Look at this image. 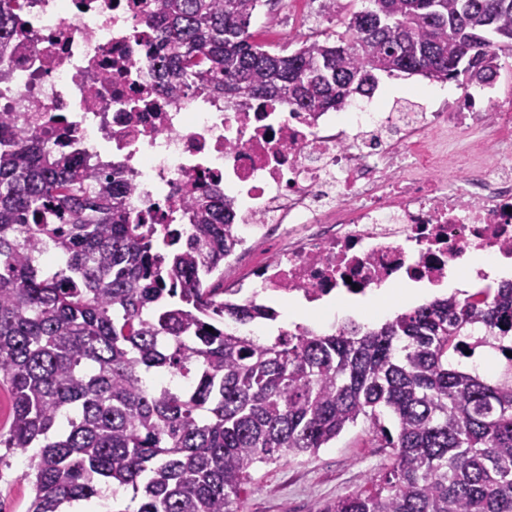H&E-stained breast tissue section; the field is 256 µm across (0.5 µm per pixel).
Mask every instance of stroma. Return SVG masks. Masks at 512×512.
I'll return each instance as SVG.
<instances>
[{"label":"stroma","mask_w":512,"mask_h":512,"mask_svg":"<svg viewBox=\"0 0 512 512\" xmlns=\"http://www.w3.org/2000/svg\"><path fill=\"white\" fill-rule=\"evenodd\" d=\"M362 6V0H337L335 12L328 13L322 0H270L265 12L252 18L249 31L271 49H295L309 36L344 35L346 18ZM501 63L500 74L490 87L433 82L420 75L400 83L385 77L374 99L387 108L394 99H403L402 109L409 112L417 102H450L470 94L481 110L488 96L512 98V55L503 57ZM388 455V449L380 447L363 426L351 427L315 454L258 466L240 512H313L316 505L367 486L382 471ZM28 461V453L17 451L10 455L8 465L0 466V512H28L35 495L31 482L22 478Z\"/></svg>","instance_id":"1"}]
</instances>
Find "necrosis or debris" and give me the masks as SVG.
Wrapping results in <instances>:
<instances>
[{
	"label": "necrosis or debris",
	"instance_id": "necrosis-or-debris-1",
	"mask_svg": "<svg viewBox=\"0 0 512 512\" xmlns=\"http://www.w3.org/2000/svg\"><path fill=\"white\" fill-rule=\"evenodd\" d=\"M148 0H25L0 53V112L54 150L119 167L133 217L183 223L205 184L224 193L237 251L225 286L239 302L367 297L389 281L439 285L480 252L512 264V102L491 111L422 103L346 112L279 102L228 108L158 85ZM480 130L461 180L437 131Z\"/></svg>",
	"mask_w": 512,
	"mask_h": 512
}]
</instances>
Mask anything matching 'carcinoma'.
I'll return each instance as SVG.
<instances>
[{
  "instance_id": "1",
  "label": "carcinoma",
  "mask_w": 512,
  "mask_h": 512,
  "mask_svg": "<svg viewBox=\"0 0 512 512\" xmlns=\"http://www.w3.org/2000/svg\"><path fill=\"white\" fill-rule=\"evenodd\" d=\"M369 2L337 40L275 53L249 32L260 0H154L161 87L340 111L381 74L490 85L512 54V0ZM21 10L0 0L1 48ZM131 193L116 168L50 152L0 113V465L38 449L28 512L104 488L132 490L133 512H238L258 465L359 423L390 467L314 512H512V281L376 328L237 336L225 320L278 313L224 300V196L197 187L163 237L134 223ZM472 336L503 357L497 379L462 362Z\"/></svg>"
}]
</instances>
